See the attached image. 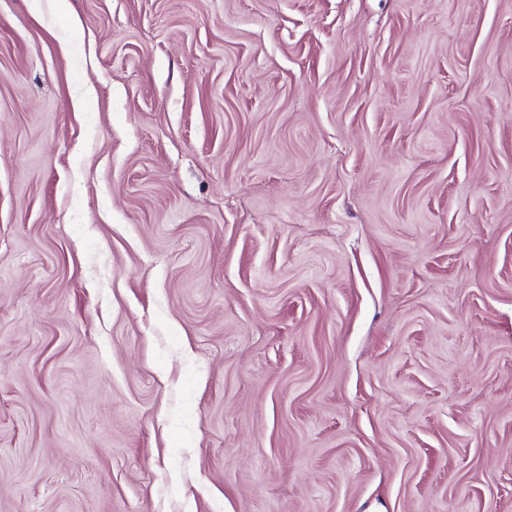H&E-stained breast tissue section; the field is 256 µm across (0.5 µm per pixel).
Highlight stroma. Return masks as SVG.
I'll use <instances>...</instances> for the list:
<instances>
[{"label": "stroma", "mask_w": 512, "mask_h": 512, "mask_svg": "<svg viewBox=\"0 0 512 512\" xmlns=\"http://www.w3.org/2000/svg\"><path fill=\"white\" fill-rule=\"evenodd\" d=\"M70 6L0 0V512H512V0Z\"/></svg>", "instance_id": "1"}]
</instances>
